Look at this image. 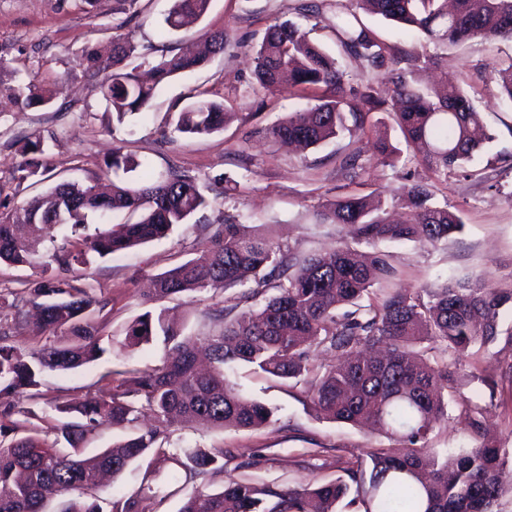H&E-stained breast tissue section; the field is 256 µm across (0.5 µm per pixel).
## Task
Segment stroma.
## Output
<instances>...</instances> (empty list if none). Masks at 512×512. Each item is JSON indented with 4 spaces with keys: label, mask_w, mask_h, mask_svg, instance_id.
Here are the masks:
<instances>
[{
    "label": "stroma",
    "mask_w": 512,
    "mask_h": 512,
    "mask_svg": "<svg viewBox=\"0 0 512 512\" xmlns=\"http://www.w3.org/2000/svg\"><path fill=\"white\" fill-rule=\"evenodd\" d=\"M299 2L212 0L202 19L170 32L164 18L172 0H137L132 6L127 0H96L88 11L79 0H0V54L54 93L50 107L24 112L0 97L1 201L10 206L23 203L62 180L96 183L117 141L124 153L139 162L131 180L144 183L177 167L196 176L210 201L165 238L63 272L70 285L88 289L93 296L94 317L103 335L111 336L112 345L92 365L48 375L50 394L101 396L111 389L113 372L159 363L162 344L129 353L123 346L125 328L145 312L140 296L150 278L194 257L207 245L215 225L235 220L300 256L330 252L341 244L342 234L337 225L317 223L316 208L349 194L397 197L423 177L422 166L405 153L390 165L374 162L378 139L398 147L403 144L388 112L371 113L365 132L345 133L301 151L268 136L271 125L290 112L310 107L318 97L311 90L270 95L258 89L255 48L271 25L288 20L301 24L312 41L337 54L342 69L358 71L353 59L338 54L326 31L313 28L311 20L297 13ZM364 21L396 49L435 51L415 29L370 15ZM217 30L231 38L224 53L166 82L145 113L129 116L121 125L107 112L99 81L85 72L87 51L107 53L117 33L136 46L138 54L131 60L136 66L144 59L175 54L203 32ZM446 53L441 69L417 72L416 80L426 87L444 76L449 84L469 93L492 136L473 163L474 168L484 169L485 177L467 178L454 172L446 183L436 185V201L460 211L462 231L428 249L409 241L388 245L389 261L398 277L375 284L372 293L377 297L395 287L419 288L474 275L491 288L512 286V170L487 166L498 154L512 155V104L501 97L494 75L495 69L512 60V40L471 39L448 45ZM199 99L222 103L231 120L222 131L205 137L175 132L177 113ZM38 136L47 140L49 177L37 185L18 182L13 173L26 160L21 148ZM355 151L368 165L352 180L340 171L339 160ZM240 293L237 287L207 291L193 299L167 300L166 305L186 318L188 334L203 336L212 325L210 312L235 304ZM227 381L242 397L272 407L274 422L255 430L201 431L191 424L170 428L171 447L228 451L223 473L209 481L212 490L244 478L295 489L332 481L342 476L345 461L367 458L371 449L388 443L378 432L323 419L308 405L302 387L248 366L228 373ZM478 389V384L462 381L449 390L448 420L431 434L430 447L443 454L467 445L456 401L459 395L469 396ZM142 473L140 467H129L114 479L113 491L140 489L153 512H178L185 492L171 478L169 468H161L146 487L141 484Z\"/></svg>",
    "instance_id": "stroma-1"
}]
</instances>
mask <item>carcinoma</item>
<instances>
[{"mask_svg":"<svg viewBox=\"0 0 512 512\" xmlns=\"http://www.w3.org/2000/svg\"><path fill=\"white\" fill-rule=\"evenodd\" d=\"M209 6L210 0H173L165 24L177 31L185 19L205 15ZM359 9L415 27L436 46L475 37L512 38V0H454L451 10L448 0L303 4L299 13L315 19L364 71L397 68L393 95L383 98L371 79L346 92L347 74L334 56L296 24H275L255 51L259 87L274 93L314 86L324 94L314 106L289 113L268 134L309 147L345 131L363 132L370 113L390 111L428 179L446 182L448 172L457 170L479 175L470 166L491 135L469 96L456 86L427 91L414 85L416 71L440 66L443 56L391 47L362 21ZM225 44L224 31L207 32L197 54L162 57L151 66V81L145 82L128 66L135 45L116 36L108 57L86 55L87 72L102 78L107 105L121 123L145 109L158 86L224 52ZM497 75L505 99L512 102V60ZM0 94L20 112L51 102L47 89L22 79L12 61L2 56ZM226 120L222 104L198 100L178 112L175 131L210 135L222 130ZM23 152L34 158L16 169V179L42 182L48 168L41 159V138L26 142ZM138 166L120 146L105 161L106 172L115 175ZM208 205L197 179L176 168L151 183L114 181L109 193L96 184L62 181L0 211V261L36 265L44 273L54 263L85 265L90 252L104 257L164 238ZM399 205L415 209V223L389 221L388 211ZM114 213L127 216L119 232L77 237L47 261L42 260L40 241L20 233L32 224L75 229L93 221L108 224ZM315 218L340 226L344 233L343 243L329 256L297 259L279 242L227 221L216 228L205 250L153 277L146 305L250 284L239 297L242 309L234 305L213 314L212 333L204 337L208 369L198 367L196 340L168 318L166 309L147 310L127 326L124 346L137 351L160 339V364L115 372L112 392L98 399L47 401L50 435L31 425L33 412L12 403L0 406V512H46L50 490L66 497L61 512H149L141 491L117 497L101 484L103 475L118 476L145 459L144 482L163 466L183 471L188 482L199 481L179 512H339L337 506L345 499L357 512H494L503 494L499 469L505 456L502 448L481 439L480 397H459L471 445L441 455L428 447V439L448 417L444 394L457 382V365L465 352L477 343H495L502 335L512 348V327L500 328L501 309L512 307V289L487 288L475 277L464 283L399 288L362 303L374 283L392 277L394 270L384 252L365 255L354 244L407 240L429 248L463 229L460 211L434 201L431 184L422 180L403 197L380 199L375 205L364 196L340 197L317 210ZM270 289L275 294L255 306ZM30 294L32 304L40 297L51 301L44 303L32 328L37 347L0 343L1 396L27 393L40 399L46 373L90 364L112 343L90 315L94 300L86 289L65 288L49 279ZM319 347L338 358L322 372L311 361V349ZM237 364L304 384L306 397L323 418L352 425L368 422L392 446L372 451L368 471L361 461H348L345 476L302 490L242 481L210 491L206 478L223 472L224 449L178 451L164 447L160 437L174 416L205 430L270 426L273 411L239 396L227 383L225 369ZM144 409L153 413L156 427L137 429ZM103 421L127 433L112 447L84 455L88 434Z\"/></svg>","mask_w":512,"mask_h":512,"instance_id":"cac0c4a2","label":"carcinoma"}]
</instances>
